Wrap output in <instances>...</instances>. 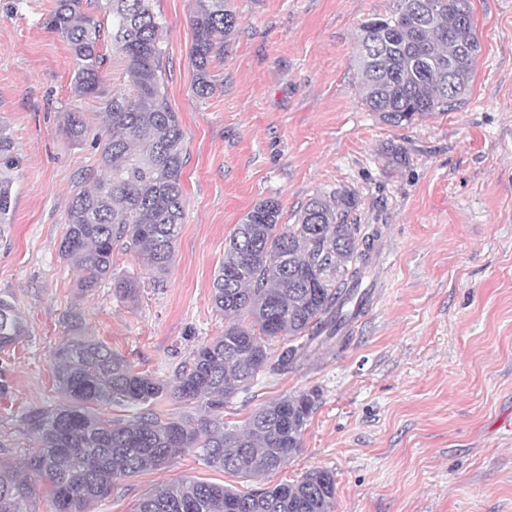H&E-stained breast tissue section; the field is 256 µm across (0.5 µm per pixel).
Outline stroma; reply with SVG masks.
I'll list each match as a JSON object with an SVG mask.
<instances>
[{"label": "stroma", "mask_w": 512, "mask_h": 512, "mask_svg": "<svg viewBox=\"0 0 512 512\" xmlns=\"http://www.w3.org/2000/svg\"><path fill=\"white\" fill-rule=\"evenodd\" d=\"M11 3L0 0V120L20 165L0 292L30 334L0 353V462L20 464L34 447L28 410L63 403L51 372L59 345L89 336L172 382L224 333L212 283L236 224L269 198L292 224L310 198L345 188L358 197L350 222L381 233L377 297L346 343L258 375L224 407L238 427L264 403L317 390L300 453L249 481L191 450L118 479L91 512H132L185 478L242 490L313 469L335 476L333 512H512V0H472L481 50L463 103L406 126L366 110L353 63L359 25L393 13L396 0H230L237 26L205 98L192 91L196 0H152L186 148L183 223L166 274L117 248L111 279L90 292L60 243L72 191L99 151L70 143L61 127L69 111L99 125L124 74L111 61L99 96H74L69 46L44 26L55 0ZM394 147L398 165L386 159ZM123 277L138 280L137 299L116 292Z\"/></svg>", "instance_id": "stroma-1"}]
</instances>
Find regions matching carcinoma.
<instances>
[{"instance_id": "obj_1", "label": "carcinoma", "mask_w": 512, "mask_h": 512, "mask_svg": "<svg viewBox=\"0 0 512 512\" xmlns=\"http://www.w3.org/2000/svg\"><path fill=\"white\" fill-rule=\"evenodd\" d=\"M111 16L108 38L128 78L105 101L104 129L93 134L81 112H69L65 137L81 144L94 135L104 175L91 171L72 192L62 254L82 272L89 292L112 278V250L136 253L151 271L169 268L183 219L184 136L162 76L163 23L151 0H56L45 27L71 49L73 86L100 92L107 57L102 27L91 11ZM471 0H398L395 12L363 22L355 38L358 89L363 105L389 125H409L448 103L450 82L463 96L479 48ZM237 24L227 0H198L192 18L195 94L212 93L210 67L224 54V38ZM10 127L0 121V233L13 211L10 172L19 167ZM355 197L335 191L316 196L294 224L279 223L280 204L266 199L237 225L213 281L212 307L228 322L224 335L194 351L174 372L178 397L195 417L161 418L153 403L167 383L135 371L106 344L77 338L54 351L51 367L66 403L32 408L24 422L37 439L24 470L0 464V512H34L43 494L56 512H87L112 493L114 482L158 470L194 449L208 466L251 480L277 470L300 452L301 437L318 403L311 390L260 406L245 424L224 423V405L247 392L265 371L285 374L313 349L335 340L368 302L361 292L375 264L379 230L361 234L348 222ZM29 335L24 313L0 293V352ZM293 344L270 359L269 341ZM134 406L120 422L100 409ZM332 472L314 469L295 483L239 490L182 480L144 496L135 512H331Z\"/></svg>"}]
</instances>
